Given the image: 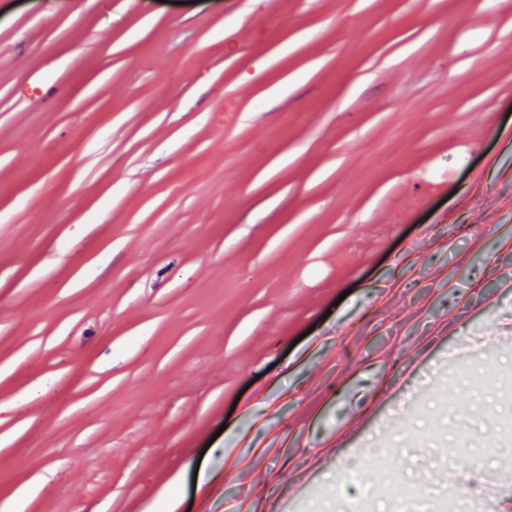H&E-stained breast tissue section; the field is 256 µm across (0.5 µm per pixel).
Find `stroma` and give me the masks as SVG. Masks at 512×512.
I'll return each mask as SVG.
<instances>
[{"label":"stroma","instance_id":"stroma-1","mask_svg":"<svg viewBox=\"0 0 512 512\" xmlns=\"http://www.w3.org/2000/svg\"><path fill=\"white\" fill-rule=\"evenodd\" d=\"M503 324L499 0H0V512H485Z\"/></svg>","mask_w":512,"mask_h":512}]
</instances>
